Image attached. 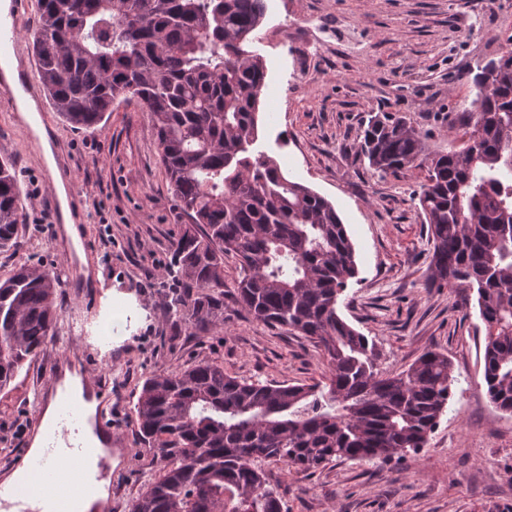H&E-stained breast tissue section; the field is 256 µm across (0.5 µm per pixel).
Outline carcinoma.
Masks as SVG:
<instances>
[{
    "mask_svg": "<svg viewBox=\"0 0 512 512\" xmlns=\"http://www.w3.org/2000/svg\"><path fill=\"white\" fill-rule=\"evenodd\" d=\"M40 81L62 118L91 127L118 98L149 113L183 229L169 273L182 325L224 327V255L240 261L238 302L255 320L316 340L328 375L312 384L247 380L203 360L152 374L135 404L163 473L130 512H283L262 468L315 472L333 461L418 453L450 403L448 356L427 350L406 370H376L375 343L339 314L358 267L336 207L252 146L267 72L250 36L266 0H39ZM512 48L478 67L464 146L423 156L405 120L374 117L361 153L375 173L426 166L429 286L476 291L485 325L484 383L512 412ZM19 191L0 158V252L17 243ZM59 278L24 263L0 281V390L45 346Z\"/></svg>",
    "mask_w": 512,
    "mask_h": 512,
    "instance_id": "1",
    "label": "carcinoma"
}]
</instances>
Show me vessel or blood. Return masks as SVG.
I'll return each instance as SVG.
<instances>
[{"label": "vessel or blood", "instance_id": "b4317fda", "mask_svg": "<svg viewBox=\"0 0 512 512\" xmlns=\"http://www.w3.org/2000/svg\"><path fill=\"white\" fill-rule=\"evenodd\" d=\"M35 0H10L0 11V54L19 62L17 84L0 80V109H16L19 93L36 102L34 120L47 132L56 133L48 104L22 50L21 27ZM83 380L98 402L88 412L84 398L60 382L58 370H51L39 389L40 405H53L54 416L44 422L41 447L37 452L22 450L9 463L22 478L10 486L0 484V512H83L85 501L94 494L101 478L91 465L101 453H117L122 437L112 423V395L108 385L92 367H85Z\"/></svg>", "mask_w": 512, "mask_h": 512}]
</instances>
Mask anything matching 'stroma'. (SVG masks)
Masks as SVG:
<instances>
[{
    "label": "stroma",
    "instance_id": "stroma-1",
    "mask_svg": "<svg viewBox=\"0 0 512 512\" xmlns=\"http://www.w3.org/2000/svg\"><path fill=\"white\" fill-rule=\"evenodd\" d=\"M253 36L267 67L257 148L335 205L356 249L358 280L342 296V317L375 341L383 372L405 370L432 348L448 355L456 376L419 453L335 461L312 473L267 463L286 512H512V412L494 408L482 384L476 296L427 285L418 209L426 170L382 179L357 155L364 127L382 114L414 126L427 154L448 151L468 120L477 64L512 47V0H267ZM55 123L83 191L86 228L111 260L97 265L95 305L59 288L46 347L0 391V464L26 446L49 363L67 352L87 357L112 383V418L129 455L112 470V499L114 512H130L163 467L136 434L146 376L215 360L241 378L302 384L326 374L327 362L310 338L241 309L232 288L239 263L230 255L223 328H193L170 341L166 271L183 226L146 110L119 99L93 127ZM2 156L14 162L24 226L16 250L0 254V278L24 262L68 276L66 241L51 233L47 167L5 112Z\"/></svg>",
    "mask_w": 512,
    "mask_h": 512
}]
</instances>
